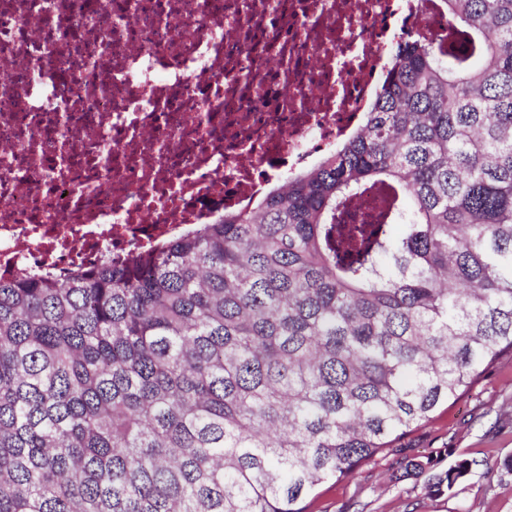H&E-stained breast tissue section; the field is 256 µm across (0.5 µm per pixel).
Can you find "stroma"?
Returning a JSON list of instances; mask_svg holds the SVG:
<instances>
[{
	"instance_id": "stroma-1",
	"label": "stroma",
	"mask_w": 512,
	"mask_h": 512,
	"mask_svg": "<svg viewBox=\"0 0 512 512\" xmlns=\"http://www.w3.org/2000/svg\"><path fill=\"white\" fill-rule=\"evenodd\" d=\"M474 467L455 495L434 496L425 478L400 479L404 457L448 465L446 449ZM512 353L501 356L468 391L440 407L361 465L352 477L328 480L307 496V512H512Z\"/></svg>"
}]
</instances>
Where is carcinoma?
<instances>
[{"label": "carcinoma", "mask_w": 512, "mask_h": 512, "mask_svg": "<svg viewBox=\"0 0 512 512\" xmlns=\"http://www.w3.org/2000/svg\"><path fill=\"white\" fill-rule=\"evenodd\" d=\"M445 3L464 52L399 36L359 129L253 209L0 276V512H306L512 352V0Z\"/></svg>", "instance_id": "obj_1"}]
</instances>
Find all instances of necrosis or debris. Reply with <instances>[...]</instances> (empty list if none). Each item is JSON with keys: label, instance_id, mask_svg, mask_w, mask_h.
I'll return each instance as SVG.
<instances>
[{"label": "necrosis or debris", "instance_id": "4bbe7bcc", "mask_svg": "<svg viewBox=\"0 0 512 512\" xmlns=\"http://www.w3.org/2000/svg\"><path fill=\"white\" fill-rule=\"evenodd\" d=\"M443 0H0V271L65 273L314 166Z\"/></svg>", "mask_w": 512, "mask_h": 512}]
</instances>
